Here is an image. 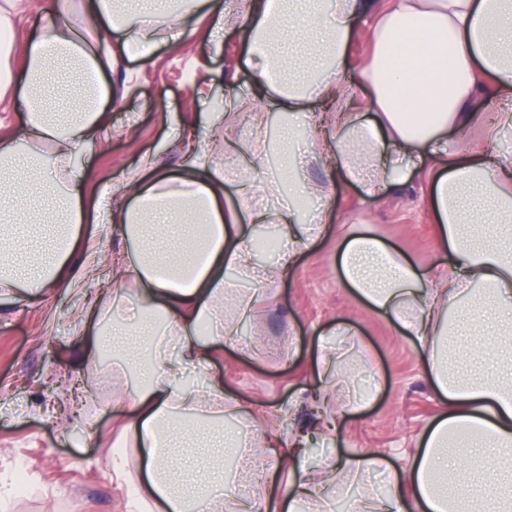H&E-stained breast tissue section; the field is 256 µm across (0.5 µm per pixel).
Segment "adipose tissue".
<instances>
[{"instance_id":"ef3b65f1","label":"adipose tissue","mask_w":512,"mask_h":512,"mask_svg":"<svg viewBox=\"0 0 512 512\" xmlns=\"http://www.w3.org/2000/svg\"><path fill=\"white\" fill-rule=\"evenodd\" d=\"M200 13L214 41L243 31L255 86L251 100L230 96L210 113V132L241 107L268 123L270 99L291 115L314 100L325 115L309 117L306 151L293 123H280L278 169L254 148L230 194L223 161L203 146H181L178 173L161 171L149 152L124 173L126 197L113 203L111 220L125 246L112 256L108 301L87 311L112 326L101 347L120 336L132 351L108 371L127 410L112 444L123 512H224L234 474L209 461L206 483L194 486L171 455L186 438L236 459L258 512L269 480L287 467L295 477L282 493L283 512L325 501L337 474L387 470L375 453L322 465L293 448L255 456L251 436L225 429L226 415L272 431L281 413L230 401L222 376L206 370L214 350L237 345L239 324L320 235L321 215L310 207L330 189L307 179L320 161L371 197L421 169L448 252L447 263L421 271L367 236L338 247L345 285L415 337L444 404L421 453L403 473L390 472L389 496H364L357 512H512V153L497 147L512 128V0H169L163 9L155 0H92L82 35L57 5L46 6L39 34L20 48L21 70L0 84V95L23 85L27 114L14 138L0 139V297L21 290L37 300L84 277L69 264L84 221L88 170L79 158L105 142V112L118 97L104 79L112 56L102 53L99 34L143 63L160 43L176 50L184 21ZM361 30L373 52L352 82L347 52ZM358 84L374 122L352 106ZM485 88L496 107L485 120L487 149L475 154L463 143L481 118L467 106ZM260 190L287 191L288 202L262 209L253 202ZM263 224L274 225L283 244L271 266L254 259ZM232 273L251 282L248 295L229 299Z\"/></svg>"}]
</instances>
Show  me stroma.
Returning a JSON list of instances; mask_svg holds the SVG:
<instances>
[{"instance_id":"1","label":"stroma","mask_w":512,"mask_h":512,"mask_svg":"<svg viewBox=\"0 0 512 512\" xmlns=\"http://www.w3.org/2000/svg\"><path fill=\"white\" fill-rule=\"evenodd\" d=\"M207 34V22L190 19L177 51L162 47L133 71L118 61L105 73L123 99L107 113L110 137L85 157L87 221L71 262L88 275L77 289H51L38 302L0 301V483H14L22 468L28 484L14 500V512H122L108 445L112 422L124 409L112 400L106 366L79 358L96 340L83 315L111 287L112 255L123 247L112 233L106 203L122 194L124 171L146 152L157 154L162 169H180L182 156L170 147L173 135L200 136L214 105L213 98L197 96L198 82L241 97L251 93L242 67L243 32L225 33L218 45ZM230 133L236 153L225 154L222 140L213 137L207 146L240 171L254 144L278 139L277 129L258 125L251 112L233 115ZM309 177L332 184L323 233L240 325L238 346L225 348L209 369L223 375L231 399L291 409L290 419L276 430L281 447H290L303 432L312 437L310 460L375 452L386 456L392 469L402 470L419 452L442 403L414 338L368 311L343 283L337 247L347 237H373L417 268L446 262L448 255L438 242L418 171L383 200L365 197L321 164L310 167ZM340 322L355 334L346 346L333 333ZM322 346L340 352L346 374L336 388L346 414L332 438L317 432L308 402L318 382L315 359ZM75 376L97 411V436L80 440L71 437L78 419L63 411L50 391L52 382L67 384ZM366 392L372 395L369 404L349 411V404ZM341 482L344 489L333 499L331 512H350L365 493L383 497L390 492L372 473L346 475Z\"/></svg>"}]
</instances>
